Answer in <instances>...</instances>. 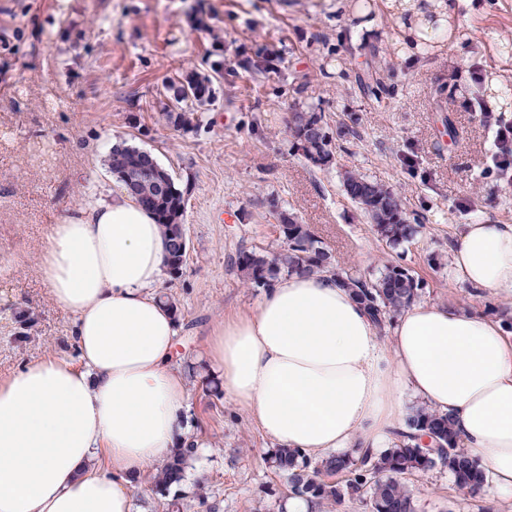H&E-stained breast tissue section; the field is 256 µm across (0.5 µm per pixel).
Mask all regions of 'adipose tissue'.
I'll use <instances>...</instances> for the list:
<instances>
[{"instance_id":"ef3b65f1","label":"adipose tissue","mask_w":512,"mask_h":512,"mask_svg":"<svg viewBox=\"0 0 512 512\" xmlns=\"http://www.w3.org/2000/svg\"><path fill=\"white\" fill-rule=\"evenodd\" d=\"M165 255L158 224L122 193L53 225L40 271L75 316L79 359L0 379V512H132V479L188 438L177 323L154 294ZM449 264L469 290L512 299V224L459 225ZM207 355L283 447L376 456L425 404L512 499V337L482 314L414 303L382 331L336 277L286 276L216 328Z\"/></svg>"}]
</instances>
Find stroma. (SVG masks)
I'll return each mask as SVG.
<instances>
[{"label":"stroma","mask_w":512,"mask_h":512,"mask_svg":"<svg viewBox=\"0 0 512 512\" xmlns=\"http://www.w3.org/2000/svg\"><path fill=\"white\" fill-rule=\"evenodd\" d=\"M394 3L0 0V378L46 355L76 359L74 318L52 303L40 251L68 209L119 192L104 159L121 139L151 151L184 194L187 259L160 290L178 308L180 351L206 374L217 373L206 356L213 330L262 295L228 256L240 243L280 247L274 205L293 208L342 266L376 274L398 257L342 196V165L396 191L421 221L401 257L423 281L422 302L506 308L453 279L448 246L473 217L512 223V183L490 172L493 135L465 105L484 95L472 64L512 84V56L498 52L512 40V0H454L444 42L424 58L403 52ZM214 49L234 73L199 129L174 130L163 83ZM258 49L282 56L278 72L238 66L241 51ZM373 68L389 87L380 103L359 83ZM310 108L325 115L338 167L313 168L290 148L288 116ZM187 404L204 447L180 487L184 512H206L203 498L216 512H281L286 481L266 463L273 441L200 378ZM408 484L419 512H450L447 470Z\"/></svg>","instance_id":"35a3bbf8"}]
</instances>
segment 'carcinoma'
<instances>
[{
	"mask_svg": "<svg viewBox=\"0 0 512 512\" xmlns=\"http://www.w3.org/2000/svg\"><path fill=\"white\" fill-rule=\"evenodd\" d=\"M277 59L276 55L258 51L242 58L239 64L259 72L274 71ZM201 66L205 72L181 73L163 84L169 93L163 103V116L177 130L188 132L200 127L198 112L215 100V85L224 82V59L205 58ZM365 89L381 101L386 86L378 71L368 73ZM288 135L293 151L313 166L325 168L335 162L336 146L323 113H294L288 122ZM106 165L122 189L159 224L167 242L168 273H182L188 252L183 224L185 198L171 174L152 154L125 140L112 145ZM341 185L346 197L389 247L410 242L418 232L419 225L410 223L403 199L393 190L347 167L342 168ZM277 215L283 242L280 249L258 252L240 247L228 257L230 267L248 287L266 289L281 276L333 274L350 288L382 331L419 297L422 281L409 267L388 263L377 277L342 267L293 211L279 209ZM197 452L194 442L185 443L153 477L154 489L165 498L164 512H183L181 498L170 495V491L185 480L189 461ZM267 462L287 479L294 497L313 503L318 510L358 501L369 512H417L405 478L436 468L448 470L464 503L476 500L475 492L487 482L484 469L465 451L448 414L422 406L406 419L405 428L395 432L392 446L378 456L331 454L312 459L293 449L276 448Z\"/></svg>",
	"mask_w": 512,
	"mask_h": 512,
	"instance_id": "cac0c4a2",
	"label": "carcinoma"
}]
</instances>
